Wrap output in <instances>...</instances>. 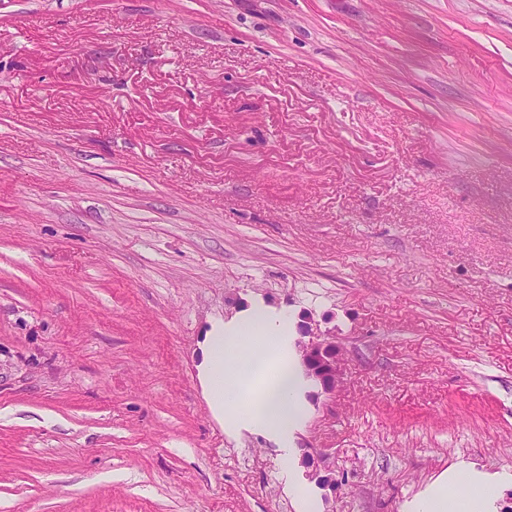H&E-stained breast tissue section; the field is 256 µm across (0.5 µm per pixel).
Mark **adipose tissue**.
Returning <instances> with one entry per match:
<instances>
[{"label":"adipose tissue","mask_w":512,"mask_h":512,"mask_svg":"<svg viewBox=\"0 0 512 512\" xmlns=\"http://www.w3.org/2000/svg\"><path fill=\"white\" fill-rule=\"evenodd\" d=\"M294 317L261 301L229 320H215L198 342L197 380L213 419L225 433H257L287 449L307 420L306 382L292 345ZM466 482L459 497L451 488ZM497 483L462 464L451 466L416 512H493Z\"/></svg>","instance_id":"adipose-tissue-1"}]
</instances>
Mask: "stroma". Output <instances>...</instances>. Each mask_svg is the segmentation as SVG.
<instances>
[{
  "mask_svg": "<svg viewBox=\"0 0 512 512\" xmlns=\"http://www.w3.org/2000/svg\"><path fill=\"white\" fill-rule=\"evenodd\" d=\"M255 299L343 349L317 512H512V0H0V512H298L197 381ZM465 481L469 492L459 497L450 487ZM499 496V486L463 464L448 468V475L438 478L416 505V512H493Z\"/></svg>",
  "mask_w": 512,
  "mask_h": 512,
  "instance_id": "1",
  "label": "stroma"
}]
</instances>
